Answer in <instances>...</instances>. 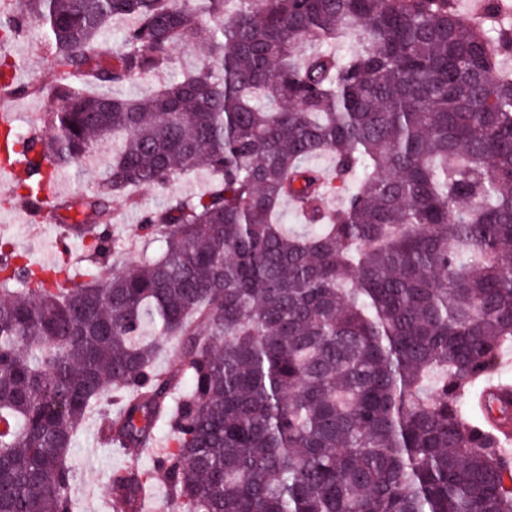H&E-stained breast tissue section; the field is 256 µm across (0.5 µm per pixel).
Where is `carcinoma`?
Here are the masks:
<instances>
[{
  "mask_svg": "<svg viewBox=\"0 0 512 512\" xmlns=\"http://www.w3.org/2000/svg\"><path fill=\"white\" fill-rule=\"evenodd\" d=\"M488 2L492 27L459 0L0 9V47L38 25L55 61V135L6 134L22 169L0 202L37 211L49 171L112 142L105 175L55 200L83 282L0 240V512H77L67 455L111 405L102 436L124 453L167 429L178 512H512V397L466 408L512 343V6ZM208 20L178 80L86 93L167 72ZM14 67L0 56V95L42 92ZM193 170L215 179L142 212L157 251L116 269L113 204ZM151 482L117 469L112 499L144 512ZM208 36L209 24L205 23L197 38L196 49L192 45L179 46L175 49L173 73H169L160 78L152 75L137 77L125 86L112 88V92L119 94H135L144 87L162 84L164 80H167L174 74L191 70L200 62L201 57L204 55Z\"/></svg>",
  "mask_w": 512,
  "mask_h": 512,
  "instance_id": "obj_1",
  "label": "carcinoma"
}]
</instances>
